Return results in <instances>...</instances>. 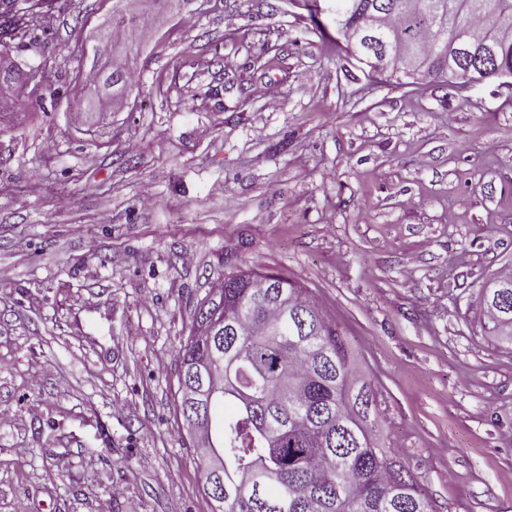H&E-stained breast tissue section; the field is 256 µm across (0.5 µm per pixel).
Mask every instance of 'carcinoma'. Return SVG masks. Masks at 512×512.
Returning <instances> with one entry per match:
<instances>
[{
	"label": "carcinoma",
	"mask_w": 512,
	"mask_h": 512,
	"mask_svg": "<svg viewBox=\"0 0 512 512\" xmlns=\"http://www.w3.org/2000/svg\"><path fill=\"white\" fill-rule=\"evenodd\" d=\"M58 0H0V47L37 42L32 25ZM126 14L112 6V42L127 39L133 26L162 12L178 11L185 0H136ZM344 22L357 28L372 14L396 22L403 0H338ZM409 37L424 47L436 41L422 18ZM490 51L484 35H471L454 52L466 65L478 64L483 78L512 77V26L501 31ZM425 69L435 78H454L448 52L431 49ZM128 61L112 59L111 71L94 68L90 87L124 86ZM249 269L226 275L196 306L190 334L177 351L178 381L195 382L198 360L224 362V377L213 383L223 398L210 404H179L184 419L212 423L217 450L224 455L223 478L204 480L203 493L216 512H435L418 490L416 477L394 452L369 444L372 420L359 426L341 403L342 390L356 382L343 329L326 316L303 284L274 274L279 287L261 295L251 287ZM503 288L480 289L481 330L512 345V275L498 273Z\"/></svg>",
	"instance_id": "carcinoma-1"
}]
</instances>
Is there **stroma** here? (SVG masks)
Returning <instances> with one entry per match:
<instances>
[{
  "instance_id": "35a3bbf8",
  "label": "stroma",
  "mask_w": 512,
  "mask_h": 512,
  "mask_svg": "<svg viewBox=\"0 0 512 512\" xmlns=\"http://www.w3.org/2000/svg\"><path fill=\"white\" fill-rule=\"evenodd\" d=\"M111 17L42 21L18 58L58 94L0 131V512H211L177 349L245 267L344 329L435 512H512V351L475 303L512 266V78L398 87L299 0H189L105 117L83 84Z\"/></svg>"
}]
</instances>
